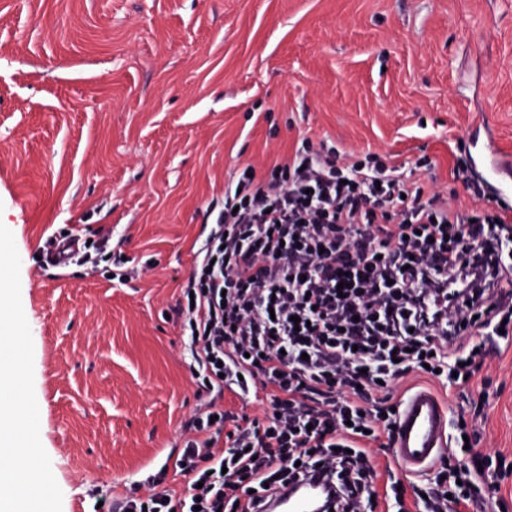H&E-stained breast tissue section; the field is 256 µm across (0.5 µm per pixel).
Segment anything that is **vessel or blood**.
Here are the masks:
<instances>
[{
    "label": "vessel or blood",
    "instance_id": "vessel-or-blood-1",
    "mask_svg": "<svg viewBox=\"0 0 512 512\" xmlns=\"http://www.w3.org/2000/svg\"><path fill=\"white\" fill-rule=\"evenodd\" d=\"M448 448V408L429 388L411 392L399 407L391 461L401 472L428 471ZM317 477L307 478L298 493L281 492L270 499L264 512H315L319 493Z\"/></svg>",
    "mask_w": 512,
    "mask_h": 512
}]
</instances>
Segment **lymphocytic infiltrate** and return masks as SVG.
Instances as JSON below:
<instances>
[{
  "label": "lymphocytic infiltrate",
  "mask_w": 512,
  "mask_h": 512,
  "mask_svg": "<svg viewBox=\"0 0 512 512\" xmlns=\"http://www.w3.org/2000/svg\"><path fill=\"white\" fill-rule=\"evenodd\" d=\"M173 311L210 395L175 462L191 483L177 498L155 478L103 512H260L314 474L334 512H363L395 382L431 368L465 388L512 333V212H461L402 166L305 141L225 187ZM246 386L262 390V416L219 407ZM465 445L414 486L422 512H495L494 459L456 462Z\"/></svg>",
  "instance_id": "obj_1"
}]
</instances>
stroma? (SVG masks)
Returning <instances> with one entry per match:
<instances>
[{
	"instance_id": "35a3bbf8",
	"label": "stroma",
	"mask_w": 512,
	"mask_h": 512,
	"mask_svg": "<svg viewBox=\"0 0 512 512\" xmlns=\"http://www.w3.org/2000/svg\"><path fill=\"white\" fill-rule=\"evenodd\" d=\"M512 154V0H0V290L32 435L16 466L95 512L173 468L204 401L170 313L239 167L302 139L493 204L469 136ZM462 164V179L451 170ZM481 196H474V188ZM110 238L96 273L43 265L63 232ZM449 419L512 461V341Z\"/></svg>"
}]
</instances>
